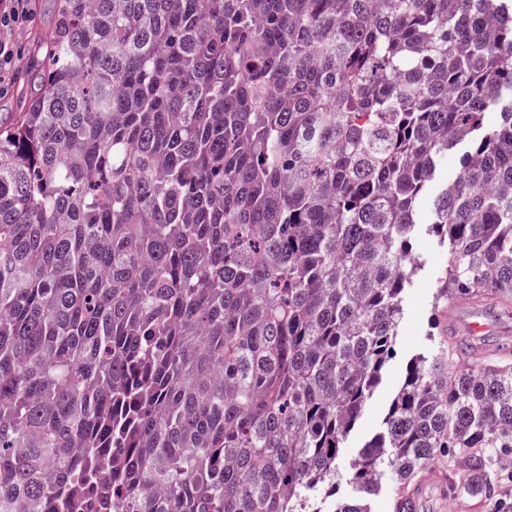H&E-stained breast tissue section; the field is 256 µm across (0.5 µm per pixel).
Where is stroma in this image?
Masks as SVG:
<instances>
[{
  "label": "stroma",
  "mask_w": 512,
  "mask_h": 512,
  "mask_svg": "<svg viewBox=\"0 0 512 512\" xmlns=\"http://www.w3.org/2000/svg\"><path fill=\"white\" fill-rule=\"evenodd\" d=\"M30 8V17L13 26L6 34L15 55L9 65L13 79L0 88V120L5 122L11 120L13 113L25 107L30 91L20 85L19 78L24 71L34 68L41 61L38 46L55 18L54 0H31ZM414 220L412 245L418 269L402 294L394 355L381 384L366 403L347 441L344 457L336 468V482L344 495L351 491L350 459L379 430L392 399L405 379L411 359L423 353L434 338L447 335L449 322L465 323L475 318L486 323V331L470 337V344L487 359L512 362V348L500 344L501 337L512 336V308L505 310L490 302L473 303L465 299L458 300L456 307L447 314L436 308L440 278L448 265V250L431 231L434 221L432 197H425L417 204Z\"/></svg>",
  "instance_id": "1"
}]
</instances>
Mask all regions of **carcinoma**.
I'll return each mask as SVG.
<instances>
[{
    "label": "carcinoma",
    "instance_id": "carcinoma-1",
    "mask_svg": "<svg viewBox=\"0 0 512 512\" xmlns=\"http://www.w3.org/2000/svg\"><path fill=\"white\" fill-rule=\"evenodd\" d=\"M42 48L0 122V512H322L463 141L437 301L512 302V0H57ZM435 460L512 468V363L412 359L334 512Z\"/></svg>",
    "mask_w": 512,
    "mask_h": 512
}]
</instances>
